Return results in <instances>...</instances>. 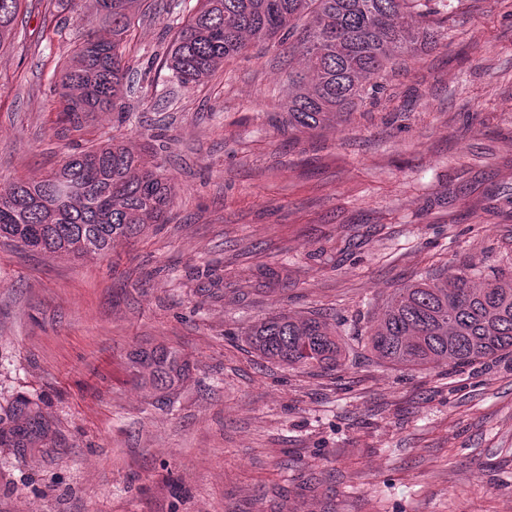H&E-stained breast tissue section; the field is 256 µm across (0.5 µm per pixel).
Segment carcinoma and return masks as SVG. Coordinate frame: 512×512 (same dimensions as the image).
<instances>
[{
  "label": "carcinoma",
  "instance_id": "carcinoma-1",
  "mask_svg": "<svg viewBox=\"0 0 512 512\" xmlns=\"http://www.w3.org/2000/svg\"><path fill=\"white\" fill-rule=\"evenodd\" d=\"M139 0H86L87 34L53 74L57 135L84 130L99 112H120L124 41ZM427 0H198L175 33L164 66L183 87L216 74L249 43L289 42L306 69L288 73V130L306 132L362 104L387 65L433 50L439 30ZM22 0H0V43L8 40ZM175 184L155 160L107 137L67 154L40 180L0 184V239L18 248L82 259L104 257L117 240H135L149 224H165ZM244 342L263 363L330 375L351 363L353 348L336 320L322 312H272ZM375 363L411 370L466 368L512 355V276L459 268L395 290L380 321L362 340ZM133 381L157 405L192 380L188 358L158 346L128 358ZM10 442L43 433L38 405L10 407Z\"/></svg>",
  "mask_w": 512,
  "mask_h": 512
}]
</instances>
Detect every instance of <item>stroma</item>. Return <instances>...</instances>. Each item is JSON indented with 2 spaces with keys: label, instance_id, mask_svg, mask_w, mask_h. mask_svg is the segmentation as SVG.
<instances>
[{
  "label": "stroma",
  "instance_id": "obj_1",
  "mask_svg": "<svg viewBox=\"0 0 512 512\" xmlns=\"http://www.w3.org/2000/svg\"><path fill=\"white\" fill-rule=\"evenodd\" d=\"M196 4L142 0L125 113L66 141L50 85L81 15L26 0L0 44V182L106 133L157 146L176 185L167 223L104 257L0 243V429L24 399L48 428L0 444V512H512V356L442 373L360 349L314 376L242 340L273 310L330 314L354 338L422 276L512 273V0H431L436 49L348 120L293 134L287 46L173 81L163 58ZM157 345L197 367L168 406L127 370Z\"/></svg>",
  "mask_w": 512,
  "mask_h": 512
}]
</instances>
